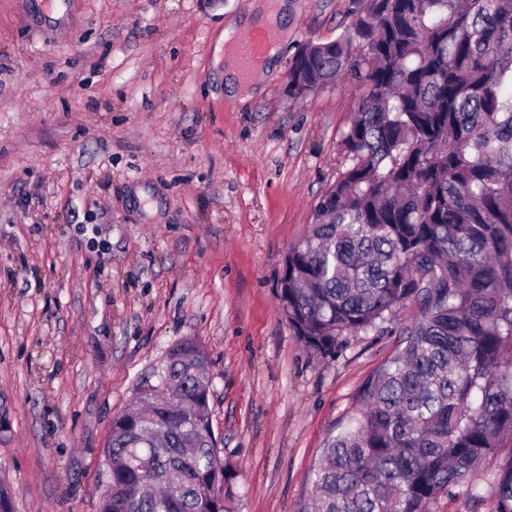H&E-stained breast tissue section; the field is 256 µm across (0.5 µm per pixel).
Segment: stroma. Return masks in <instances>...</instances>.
Segmentation results:
<instances>
[{
	"mask_svg": "<svg viewBox=\"0 0 512 512\" xmlns=\"http://www.w3.org/2000/svg\"><path fill=\"white\" fill-rule=\"evenodd\" d=\"M264 0H0V488L12 512H98L112 419L169 349L208 354L234 512H302L329 431L391 357L410 306L336 357L276 298L288 249L342 167L360 91L283 90L353 0H286L274 68L224 94L225 29ZM440 496L430 512H493Z\"/></svg>",
	"mask_w": 512,
	"mask_h": 512,
	"instance_id": "1",
	"label": "stroma"
}]
</instances>
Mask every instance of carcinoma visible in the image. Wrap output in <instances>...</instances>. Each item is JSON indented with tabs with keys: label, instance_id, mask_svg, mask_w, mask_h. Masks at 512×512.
I'll return each mask as SVG.
<instances>
[{
	"label": "carcinoma",
	"instance_id": "1",
	"mask_svg": "<svg viewBox=\"0 0 512 512\" xmlns=\"http://www.w3.org/2000/svg\"><path fill=\"white\" fill-rule=\"evenodd\" d=\"M288 97L360 89L344 169L288 248L281 310L334 357L413 313L396 354L328 436L308 512H429L512 438V0H358L336 38L295 54ZM207 355L187 338L165 385L112 421L99 512H233L239 474L212 432ZM494 512H512V452Z\"/></svg>",
	"mask_w": 512,
	"mask_h": 512
}]
</instances>
